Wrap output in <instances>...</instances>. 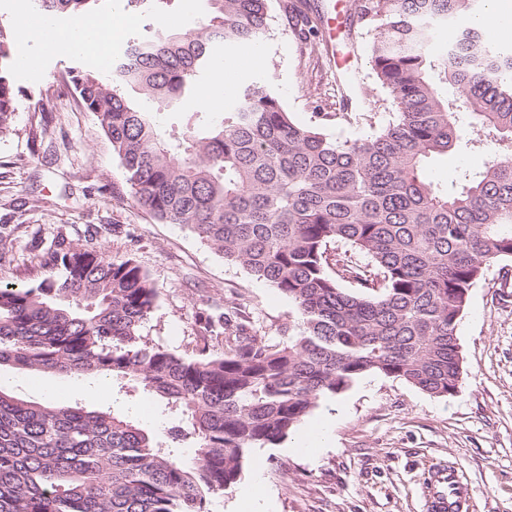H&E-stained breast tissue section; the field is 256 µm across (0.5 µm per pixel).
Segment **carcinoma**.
<instances>
[{
	"instance_id": "1",
	"label": "carcinoma",
	"mask_w": 512,
	"mask_h": 512,
	"mask_svg": "<svg viewBox=\"0 0 512 512\" xmlns=\"http://www.w3.org/2000/svg\"><path fill=\"white\" fill-rule=\"evenodd\" d=\"M102 2L33 0L72 18ZM210 2L196 27L170 24L134 43L104 76L74 60L70 82L140 206L288 297V344L253 334L243 305L226 301L199 315L195 355L155 345L140 334L157 306L147 272L54 238L41 277L0 286V369L132 381L182 417L170 437L193 454L178 458L115 410L28 401L0 386V512H206L253 450L366 374L451 395L470 291L490 264L512 259V46L484 42L473 22L452 27L481 0L354 2L376 26L369 63L395 106L366 114L365 138L328 134L336 112L296 121L266 83L246 86L220 120L190 111L167 135L129 91L184 110L224 49L268 30V0ZM11 51L1 24L0 130L16 111L3 66ZM451 150L490 159L441 189L425 169Z\"/></svg>"
}]
</instances>
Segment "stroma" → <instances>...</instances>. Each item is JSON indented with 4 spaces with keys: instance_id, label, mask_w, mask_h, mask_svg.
Segmentation results:
<instances>
[{
    "instance_id": "35a3bbf8",
    "label": "stroma",
    "mask_w": 512,
    "mask_h": 512,
    "mask_svg": "<svg viewBox=\"0 0 512 512\" xmlns=\"http://www.w3.org/2000/svg\"><path fill=\"white\" fill-rule=\"evenodd\" d=\"M282 4L270 0L271 28L260 63H246L242 49L226 51L233 83H217L210 74L201 92L221 98L229 109L245 82L267 80L301 121L310 120L317 96L327 112L341 111L348 93L353 111H391L369 64H362L352 87L338 81V58L353 48L369 55L375 27L357 21L333 46L316 38L304 48ZM208 9L207 0H171L162 17L153 10L135 12L109 55H123L129 39L155 37L169 19L193 28ZM70 61V54L48 48L34 65L15 62L9 68L16 111L0 130V240L10 260L0 264V282L29 281L23 259L42 253L61 235L115 260L134 259L149 274L157 306L140 332L153 343L191 353L204 301L238 297L247 302L261 335L287 343L293 306L286 296L224 261L188 228L158 222L136 202L111 141L69 86ZM41 101L48 110L39 114ZM486 159L483 152L452 151L431 163L426 175L448 185ZM457 335L463 374L454 394L433 397L398 378L364 375L321 400L300 425L307 433L331 419L327 447L305 454L284 440L255 449L240 486L262 474L275 493L272 512H424L427 471L446 463L470 484L471 512H512V276L504 277L500 264L471 289ZM0 383L29 401L56 395L66 403L86 402L79 377L5 368Z\"/></svg>"
}]
</instances>
